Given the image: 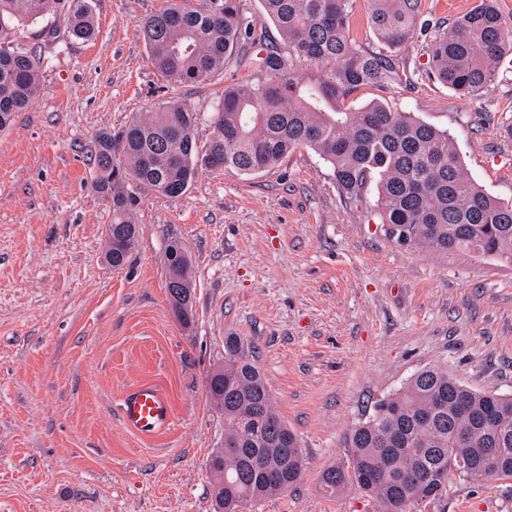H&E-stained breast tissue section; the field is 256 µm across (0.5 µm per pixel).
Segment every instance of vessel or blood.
<instances>
[{
    "mask_svg": "<svg viewBox=\"0 0 512 512\" xmlns=\"http://www.w3.org/2000/svg\"><path fill=\"white\" fill-rule=\"evenodd\" d=\"M120 418L130 432L151 437L171 427L174 413L169 397L161 388L142 383L124 393Z\"/></svg>",
    "mask_w": 512,
    "mask_h": 512,
    "instance_id": "1",
    "label": "vessel or blood"
}]
</instances>
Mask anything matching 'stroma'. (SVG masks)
Wrapping results in <instances>:
<instances>
[{"mask_svg": "<svg viewBox=\"0 0 512 512\" xmlns=\"http://www.w3.org/2000/svg\"><path fill=\"white\" fill-rule=\"evenodd\" d=\"M97 36L40 39L43 89L0 132V512H213L206 460L224 438L207 378L224 338L251 344L275 408L305 455L299 483L249 512H378L319 487L378 398L426 366L477 392L512 395V263L390 240L375 194L354 202L308 149L255 176L199 170L188 190L140 195L127 264L105 260L108 203L89 180L95 137L176 99L208 114L236 65L169 83L139 21L167 0H90ZM422 32L387 52L398 77L354 93L412 112L453 137L463 168L512 202V50L491 88L462 97L428 78L427 45L452 22L424 0ZM183 243L191 324L171 311L165 250ZM160 386L174 412L151 438L120 421L124 392ZM427 512H512V478L451 477Z\"/></svg>", "mask_w": 512, "mask_h": 512, "instance_id": "35a3bbf8", "label": "stroma"}]
</instances>
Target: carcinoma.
I'll return each instance as SVG.
<instances>
[{
    "label": "carcinoma",
    "instance_id": "1",
    "mask_svg": "<svg viewBox=\"0 0 512 512\" xmlns=\"http://www.w3.org/2000/svg\"><path fill=\"white\" fill-rule=\"evenodd\" d=\"M262 17L243 0H209L200 9L170 0L139 22L148 58L164 80L202 84L248 44L264 46L219 99L205 150L196 130L201 113L176 100L134 114L128 124L95 138L92 188L111 202L108 230L118 242L106 252L113 268L124 266L139 229L133 212L146 191L174 198L186 192L198 168L244 175L269 171L297 149L318 154L353 201L369 187L386 235L400 246L459 250L512 262V202L488 195L465 173L446 131L392 109L382 101L345 104L366 86L395 81L391 64L377 52L353 47V0H260ZM373 33L388 49L412 44L422 0H365ZM54 13L64 27H44L52 39L96 37L88 0H0V130L12 125L42 90L40 60L13 39L15 27ZM271 23L283 47L266 48ZM512 34L501 26L489 0L438 33L428 47L434 76L463 97L488 86L494 64ZM167 290L174 314L194 319L191 263L183 244L165 251ZM212 403L224 411V446L215 458L210 486L214 512H243L247 505L294 487L304 470L299 439L275 411L253 350L239 336L224 339V366L207 381ZM349 462L324 469L320 489L334 496L353 488L376 501L379 512H424L446 490L451 475L471 478L485 470L481 449L501 448L497 477L512 478V396L464 387L448 372L425 367L401 388L377 400L353 429ZM276 469L280 482L263 480Z\"/></svg>",
    "mask_w": 512,
    "mask_h": 512
}]
</instances>
